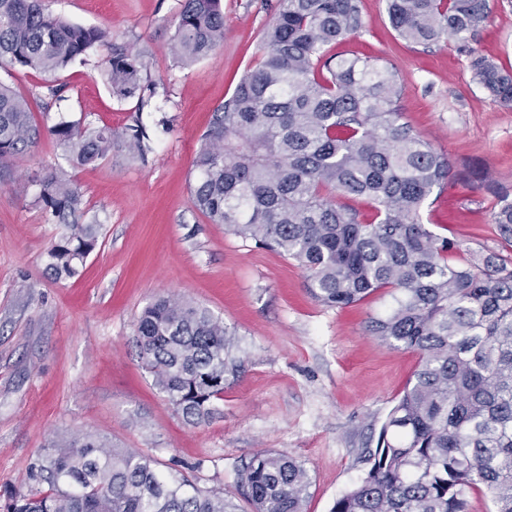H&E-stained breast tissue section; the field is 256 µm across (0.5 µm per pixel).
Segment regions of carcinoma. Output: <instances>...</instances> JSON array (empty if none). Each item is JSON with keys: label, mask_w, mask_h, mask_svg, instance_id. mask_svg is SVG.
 <instances>
[{"label": "carcinoma", "mask_w": 512, "mask_h": 512, "mask_svg": "<svg viewBox=\"0 0 512 512\" xmlns=\"http://www.w3.org/2000/svg\"><path fill=\"white\" fill-rule=\"evenodd\" d=\"M405 41L442 36L463 44L491 20L489 0H387ZM361 27L358 0H280L263 52L219 105L196 151L193 207L257 247L295 260L325 307L384 292L391 301L368 331L419 364L381 425L364 476L330 512H470L467 492L512 512V257L496 252L454 262L462 243L422 222L434 191L454 178L448 158L401 121L396 72L332 48ZM224 42L221 0H182L172 52L189 66ZM111 46L112 94L143 89V63L106 31L46 13L43 0H0V65L55 73L97 46ZM474 81L512 107V72L470 54ZM50 140L72 167L147 150L146 129L91 128L60 118L41 125L28 98L0 84V177ZM36 203L58 226L46 268L77 276L101 237L81 188L61 166L46 170ZM365 200L371 214L352 202ZM491 223L512 242V195ZM139 359L184 422H209L224 384L241 367L236 333L184 297H162L137 322ZM31 465L38 485L14 492L0 512H239L224 492L165 475L155 460L98 434L63 438ZM250 512H304L311 480L296 459L257 454L238 473Z\"/></svg>", "instance_id": "cac0c4a2"}]
</instances>
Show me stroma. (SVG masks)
I'll return each mask as SVG.
<instances>
[{
	"label": "stroma",
	"mask_w": 512,
	"mask_h": 512,
	"mask_svg": "<svg viewBox=\"0 0 512 512\" xmlns=\"http://www.w3.org/2000/svg\"><path fill=\"white\" fill-rule=\"evenodd\" d=\"M280 0H221L224 43L192 66L171 53L180 0H44L47 13L110 31L147 64L142 98L112 94L107 47L53 74L0 67V83L30 98L39 121L58 117L121 130L142 122L145 156L69 168L102 236L78 276L45 266L56 227L36 205L37 178L62 157L48 140L0 181V491H28L31 464L58 433H93L150 455L159 470L242 496L237 472L252 456L287 453L307 469L304 512H330L367 469L387 413L418 365L416 352L366 330L388 297L328 308L303 269L255 247L193 208V158L214 109L257 62ZM362 28L342 49L376 56L403 86V122L447 156L454 179L423 221L473 252L512 251L490 229L497 194H512V110L474 82L469 51L512 71V0L468 44L400 39L386 0H359ZM62 87L52 98L48 86ZM175 295L207 308L238 338L243 369L224 386L219 414L186 425L142 366L134 338L142 310Z\"/></svg>",
	"instance_id": "35a3bbf8"
}]
</instances>
